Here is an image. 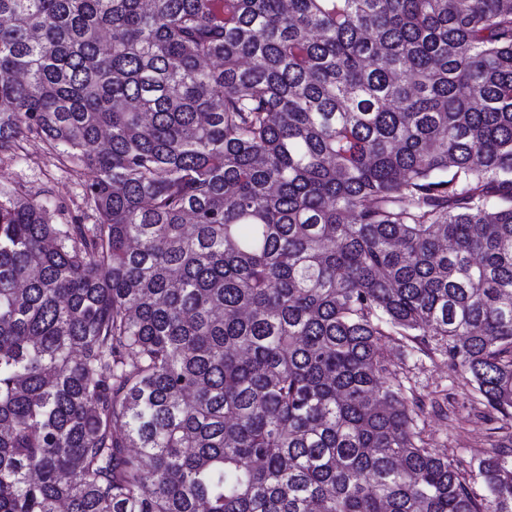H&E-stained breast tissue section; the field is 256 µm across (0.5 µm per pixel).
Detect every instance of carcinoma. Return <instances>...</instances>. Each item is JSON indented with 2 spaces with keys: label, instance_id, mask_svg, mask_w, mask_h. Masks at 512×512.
<instances>
[{
  "label": "carcinoma",
  "instance_id": "1",
  "mask_svg": "<svg viewBox=\"0 0 512 512\" xmlns=\"http://www.w3.org/2000/svg\"><path fill=\"white\" fill-rule=\"evenodd\" d=\"M31 137L95 223L0 190V512H512V0H0ZM395 367L403 368L410 384L421 394L448 399V420L429 415L425 434L440 451L470 458L482 448L492 425L482 418L483 406L475 400L471 388L457 373L448 369V357L436 354L432 359L401 358L398 347L389 345Z\"/></svg>",
  "mask_w": 512,
  "mask_h": 512
}]
</instances>
